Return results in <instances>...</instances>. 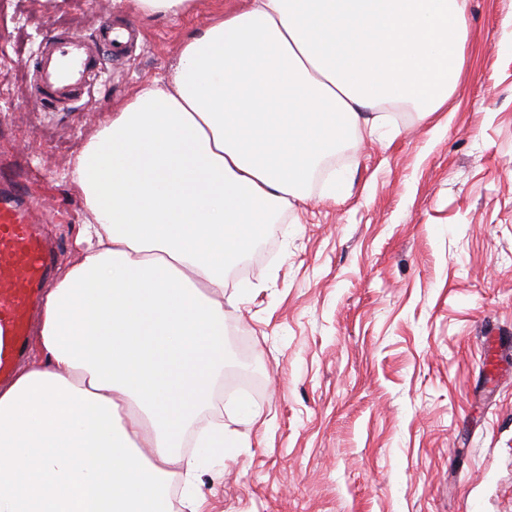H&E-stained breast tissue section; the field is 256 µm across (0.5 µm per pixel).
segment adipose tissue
Returning a JSON list of instances; mask_svg holds the SVG:
<instances>
[{"label": "adipose tissue", "instance_id": "ef3b65f1", "mask_svg": "<svg viewBox=\"0 0 512 512\" xmlns=\"http://www.w3.org/2000/svg\"><path fill=\"white\" fill-rule=\"evenodd\" d=\"M467 35L466 0H243L93 127L77 252L0 387V512H173L176 473L202 512L199 476L235 445L201 416L241 298L226 271L383 106L441 111Z\"/></svg>", "mask_w": 512, "mask_h": 512}]
</instances>
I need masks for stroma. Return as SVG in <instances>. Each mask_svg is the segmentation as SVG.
<instances>
[{"mask_svg": "<svg viewBox=\"0 0 512 512\" xmlns=\"http://www.w3.org/2000/svg\"><path fill=\"white\" fill-rule=\"evenodd\" d=\"M192 19L112 0H0V165L74 257L67 162L89 126L176 65ZM466 63L444 111L351 137L304 209L227 277L226 366L256 378L255 424L208 413L236 448L200 477L206 512H512V0H467ZM141 36L122 57L104 22ZM95 45L100 76L55 112L31 101L42 40ZM351 175L343 204L326 196ZM507 339L485 364L486 332Z\"/></svg>", "mask_w": 512, "mask_h": 512, "instance_id": "stroma-1", "label": "stroma"}]
</instances>
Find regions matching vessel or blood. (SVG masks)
Returning <instances> with one entry per match:
<instances>
[{"mask_svg": "<svg viewBox=\"0 0 512 512\" xmlns=\"http://www.w3.org/2000/svg\"><path fill=\"white\" fill-rule=\"evenodd\" d=\"M92 71L87 45L51 35L37 56L35 103L50 111L87 92ZM25 190H0V379L25 354L27 318L54 268L55 248L23 203Z\"/></svg>", "mask_w": 512, "mask_h": 512, "instance_id": "obj_1", "label": "vessel or blood"}]
</instances>
